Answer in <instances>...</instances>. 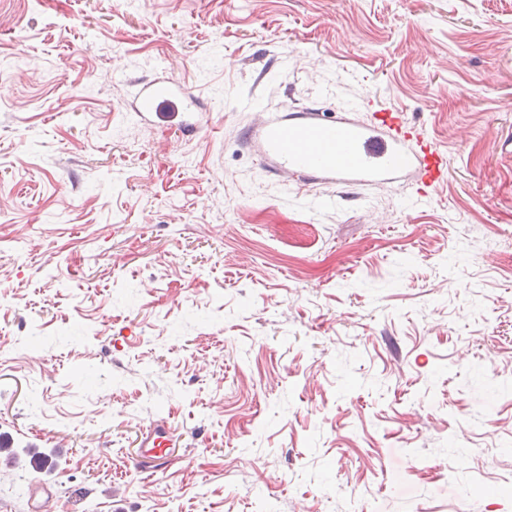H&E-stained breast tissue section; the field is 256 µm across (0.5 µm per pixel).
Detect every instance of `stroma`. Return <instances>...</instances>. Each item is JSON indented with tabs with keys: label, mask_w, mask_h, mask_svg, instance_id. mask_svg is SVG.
I'll return each instance as SVG.
<instances>
[{
	"label": "stroma",
	"mask_w": 512,
	"mask_h": 512,
	"mask_svg": "<svg viewBox=\"0 0 512 512\" xmlns=\"http://www.w3.org/2000/svg\"><path fill=\"white\" fill-rule=\"evenodd\" d=\"M157 79L194 110L135 111ZM367 98L431 198L264 172L259 114ZM36 500L512 512V0H0V512Z\"/></svg>",
	"instance_id": "obj_1"
}]
</instances>
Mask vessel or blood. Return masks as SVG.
I'll return each instance as SVG.
<instances>
[{
    "instance_id": "vessel-or-blood-1",
    "label": "vessel or blood",
    "mask_w": 512,
    "mask_h": 512,
    "mask_svg": "<svg viewBox=\"0 0 512 512\" xmlns=\"http://www.w3.org/2000/svg\"><path fill=\"white\" fill-rule=\"evenodd\" d=\"M134 97L143 112L184 107L183 91L172 83L144 84ZM362 107L370 112L369 122H326L315 113L267 116L258 120L253 136L260 153L274 160L277 174L300 186L391 184L408 174L426 192L443 181L446 160L423 128L390 109L375 108L372 100Z\"/></svg>"
}]
</instances>
